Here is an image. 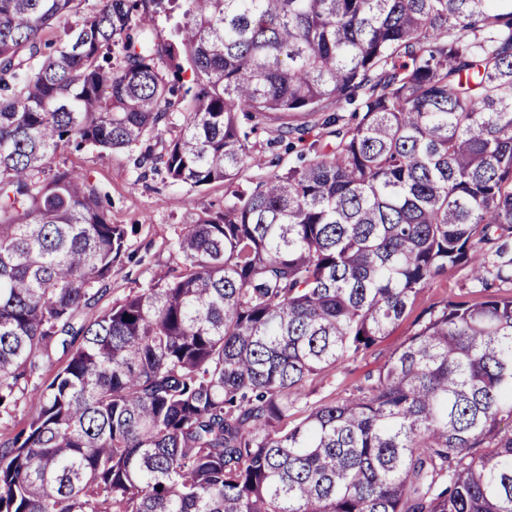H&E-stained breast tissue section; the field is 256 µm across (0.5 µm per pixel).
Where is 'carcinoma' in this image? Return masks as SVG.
I'll return each mask as SVG.
<instances>
[{"instance_id": "carcinoma-1", "label": "carcinoma", "mask_w": 512, "mask_h": 512, "mask_svg": "<svg viewBox=\"0 0 512 512\" xmlns=\"http://www.w3.org/2000/svg\"><path fill=\"white\" fill-rule=\"evenodd\" d=\"M73 2L0 0V413L30 401L0 512H512V0ZM271 112L326 113L335 147L243 188ZM89 145L226 187L100 313L135 227L79 174L32 182ZM459 265L482 301L423 310L360 395L299 412Z\"/></svg>"}]
</instances>
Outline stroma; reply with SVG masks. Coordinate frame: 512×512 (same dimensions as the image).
Segmentation results:
<instances>
[{"mask_svg": "<svg viewBox=\"0 0 512 512\" xmlns=\"http://www.w3.org/2000/svg\"><path fill=\"white\" fill-rule=\"evenodd\" d=\"M268 127H294L292 150L267 151L265 135H258L256 153L261 154L263 168L242 169L238 182L253 185L258 174H275L300 165L302 155L315 140L317 132L312 119L303 114H275ZM139 147L99 153L92 146L61 150L50 168L35 173L36 186L46 185L54 170L67 169L80 173L98 190L112 223L134 227L129 240L128 255L116 265L107 294L102 297L97 311L110 309L122 300L131 288L150 279L157 270L172 266L169 242L177 225L190 222L204 211H215L224 205L225 185L216 181L209 185L188 189L175 185L163 174L141 177L134 159ZM470 281L465 267H451L418 296L411 312L391 329L386 336L366 352L348 358L337 365L328 376L306 384L301 401L310 406L342 401L359 393L370 373L407 342L414 330L413 322L422 310L441 305L449 300L470 299Z\"/></svg>", "mask_w": 512, "mask_h": 512, "instance_id": "35a3bbf8", "label": "stroma"}]
</instances>
